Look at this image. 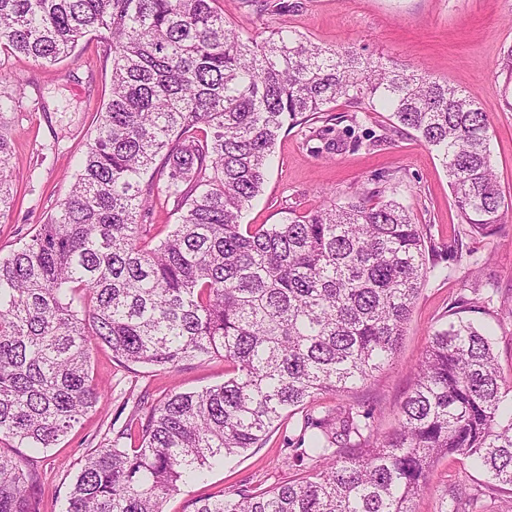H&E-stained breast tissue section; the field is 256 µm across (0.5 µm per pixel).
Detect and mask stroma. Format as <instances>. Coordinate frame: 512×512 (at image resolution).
<instances>
[{
	"mask_svg": "<svg viewBox=\"0 0 512 512\" xmlns=\"http://www.w3.org/2000/svg\"><path fill=\"white\" fill-rule=\"evenodd\" d=\"M268 11L255 15L245 0H217L226 19L252 32L286 26L322 47L352 46L374 59L409 66L462 89L478 102L491 122V150L498 185L512 195V0H267ZM112 84V66L100 43L82 39L69 58L45 68L21 55L0 52V91L16 103L6 115L12 142L10 168L15 202L0 219V253L8 254L44 224L70 189L78 157L96 124ZM335 147L321 150L307 125L286 126L274 146L272 164L259 195L244 210L246 224H278L288 210L305 211L322 194L346 202L360 187L399 182L398 200L424 225L436 248L438 271L427 279L405 329L397 358L372 378L346 393L320 395L312 408L322 411L355 404L369 411L382 433L397 425L401 403L416 377V364L434 330L451 308L490 332L503 374L512 379V217L496 233L462 234L447 173L434 151L413 131L393 128L389 113L361 112L338 101ZM388 134L370 147V138ZM481 279L479 291L470 284ZM91 376L100 390L93 411L83 415L54 447L34 451L0 439V451L24 459L39 483V512H62L71 483L93 448L122 427L138 402L151 404L165 390L194 391L222 384L224 363L190 361L169 373L148 366H126L110 349L91 352ZM293 426L283 423L267 442L207 472L202 481L180 486L166 499L164 512H189L192 500L241 486L267 488L291 478L284 465L285 438ZM473 488L477 500L465 512H512V495L485 475L452 457L436 462L425 489L413 501L414 512H449L448 493L457 484Z\"/></svg>",
	"mask_w": 512,
	"mask_h": 512,
	"instance_id": "35a3bbf8",
	"label": "stroma"
}]
</instances>
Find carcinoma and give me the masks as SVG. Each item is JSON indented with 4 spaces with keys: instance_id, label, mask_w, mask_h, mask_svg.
I'll return each instance as SVG.
<instances>
[{
    "instance_id": "1",
    "label": "carcinoma",
    "mask_w": 512,
    "mask_h": 512,
    "mask_svg": "<svg viewBox=\"0 0 512 512\" xmlns=\"http://www.w3.org/2000/svg\"><path fill=\"white\" fill-rule=\"evenodd\" d=\"M215 0H0V51L53 66L95 37L112 85L68 195L0 255V435L50 448L93 410L94 346L169 372L224 359V383L170 390L94 449L65 512H163L187 480L262 447L300 413L299 477L191 501V512H412L431 464L459 456L512 487V381L489 335L460 317L431 338L398 423L307 411L389 363L434 272L397 183L331 198L279 224H243L285 124L334 120L344 99L390 112L436 153L462 223L487 236L509 201L487 113L462 91L281 27L263 38ZM0 99V218L13 203ZM386 192L391 197L373 198ZM173 203L165 237L144 223ZM0 512H39L36 478L0 453Z\"/></svg>"
}]
</instances>
